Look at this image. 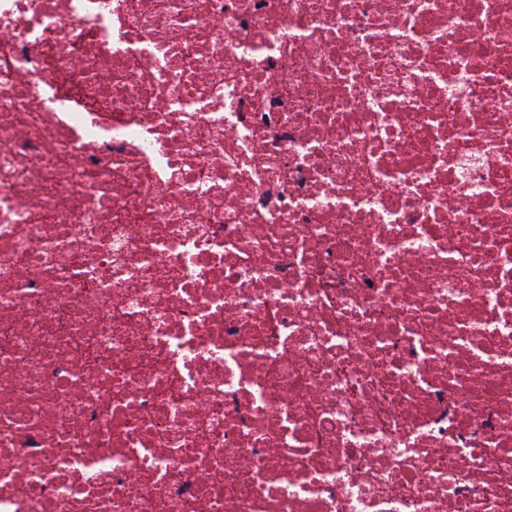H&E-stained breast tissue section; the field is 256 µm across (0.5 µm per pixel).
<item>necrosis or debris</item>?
I'll return each instance as SVG.
<instances>
[{"label": "necrosis or debris", "instance_id": "obj_1", "mask_svg": "<svg viewBox=\"0 0 512 512\" xmlns=\"http://www.w3.org/2000/svg\"><path fill=\"white\" fill-rule=\"evenodd\" d=\"M0 512H512V0H0Z\"/></svg>", "mask_w": 512, "mask_h": 512}]
</instances>
